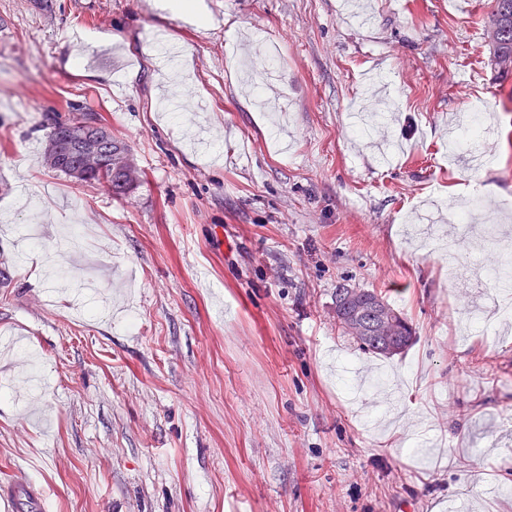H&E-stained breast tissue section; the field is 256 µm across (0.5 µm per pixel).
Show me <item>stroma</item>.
<instances>
[{
  "label": "stroma",
  "instance_id": "stroma-1",
  "mask_svg": "<svg viewBox=\"0 0 512 512\" xmlns=\"http://www.w3.org/2000/svg\"><path fill=\"white\" fill-rule=\"evenodd\" d=\"M158 2L0 0V483L35 512H512V322L469 324L488 290L448 274L512 251L493 0ZM481 102L485 166L448 154ZM88 109L128 194L44 163L46 116ZM476 198L482 250L412 235ZM343 281L415 343L338 336ZM0 498L11 504L9 508L21 512L34 508L42 497L40 490L32 486L1 485Z\"/></svg>",
  "mask_w": 512,
  "mask_h": 512
}]
</instances>
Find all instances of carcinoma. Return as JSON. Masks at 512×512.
I'll return each instance as SVG.
<instances>
[{"instance_id": "1", "label": "carcinoma", "mask_w": 512, "mask_h": 512, "mask_svg": "<svg viewBox=\"0 0 512 512\" xmlns=\"http://www.w3.org/2000/svg\"><path fill=\"white\" fill-rule=\"evenodd\" d=\"M488 37L492 62L502 78L512 75V0H495ZM49 135L45 163L68 177L80 170L78 183L106 184L117 196L127 193L138 181V169L130 153L112 157V168L89 166L85 159L87 141L79 131L90 124L108 127L98 112H84L76 119L48 117ZM336 329L350 337L360 350L383 357L403 353L414 341L415 331L407 316L394 308L382 294L366 288L342 285L336 288Z\"/></svg>"}]
</instances>
